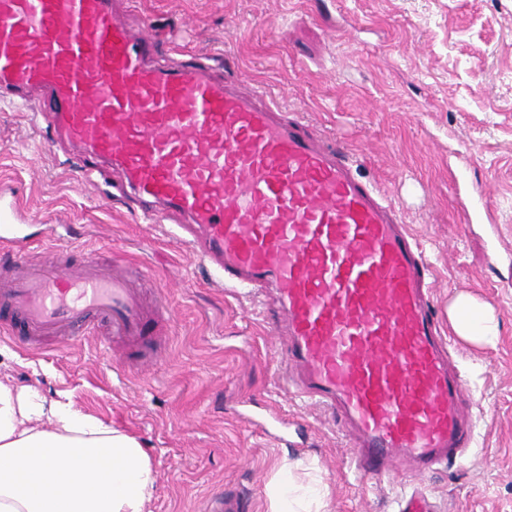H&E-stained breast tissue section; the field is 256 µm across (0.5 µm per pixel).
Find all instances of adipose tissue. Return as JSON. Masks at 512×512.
<instances>
[{
	"mask_svg": "<svg viewBox=\"0 0 512 512\" xmlns=\"http://www.w3.org/2000/svg\"><path fill=\"white\" fill-rule=\"evenodd\" d=\"M448 317L465 339L498 335L492 313L472 297L457 296ZM156 481L135 437L68 396L48 399L0 380V512H146ZM266 492L270 512H325L324 488L299 483L292 466Z\"/></svg>",
	"mask_w": 512,
	"mask_h": 512,
	"instance_id": "adipose-tissue-1",
	"label": "adipose tissue"
}]
</instances>
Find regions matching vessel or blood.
<instances>
[{
  "instance_id": "vessel-or-blood-1",
  "label": "vessel or blood",
  "mask_w": 512,
  "mask_h": 512,
  "mask_svg": "<svg viewBox=\"0 0 512 512\" xmlns=\"http://www.w3.org/2000/svg\"><path fill=\"white\" fill-rule=\"evenodd\" d=\"M133 5L114 0H0V91L43 93L49 144H72L85 178L121 176L154 222L247 294L275 288L298 397L340 411L356 431L361 477L393 460L417 474L454 462L474 441L464 385L430 304L425 252L388 192L337 140L284 113L232 67L164 62ZM146 270L60 252L0 263V330L26 346L104 330L138 369L168 332L163 296L145 305Z\"/></svg>"
}]
</instances>
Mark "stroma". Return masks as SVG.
<instances>
[{
    "label": "stroma",
    "mask_w": 512,
    "mask_h": 512,
    "mask_svg": "<svg viewBox=\"0 0 512 512\" xmlns=\"http://www.w3.org/2000/svg\"><path fill=\"white\" fill-rule=\"evenodd\" d=\"M179 54L222 53L250 85L337 136L391 194L432 265L431 298L469 390L476 439L424 489L434 512H512V0H138ZM26 105L0 102V240L134 261L165 293L170 331L143 370L101 339L32 351L0 337V378L66 394L137 437L157 473L149 512H207L218 493L269 512L266 487L302 460L329 512H395L399 472L356 486L339 417L281 388L286 339L227 290L170 225L51 154ZM461 294L499 324L492 345L454 332Z\"/></svg>",
    "instance_id": "1"
}]
</instances>
